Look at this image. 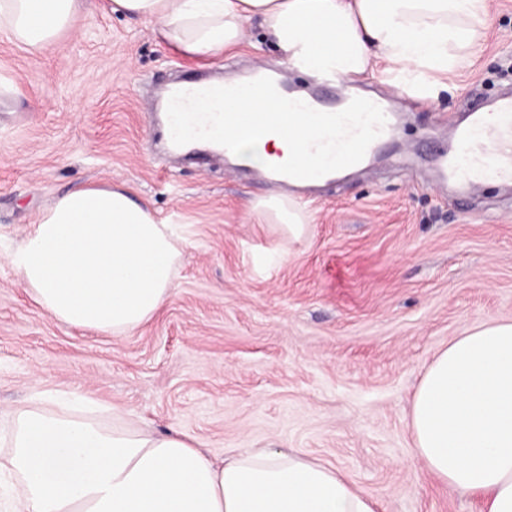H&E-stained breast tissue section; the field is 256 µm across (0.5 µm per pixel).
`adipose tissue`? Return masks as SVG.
I'll list each match as a JSON object with an SVG mask.
<instances>
[{"mask_svg": "<svg viewBox=\"0 0 512 512\" xmlns=\"http://www.w3.org/2000/svg\"><path fill=\"white\" fill-rule=\"evenodd\" d=\"M82 0H0V35L41 49L67 30ZM148 20L183 55H223L259 22L289 60L313 72L375 75L403 93L464 65L489 21L486 0H108ZM305 119L282 134L235 136L240 164L320 170ZM291 242L308 232L299 201L251 202ZM184 240L118 187L79 186L30 226L8 262L56 321L120 336L138 330L175 286ZM414 453L482 512H512V321L485 323L428 364L411 400ZM0 512H374L336 467L299 454L244 448L216 461L200 442L158 433L77 392L39 390L0 425Z\"/></svg>", "mask_w": 512, "mask_h": 512, "instance_id": "ef3b65f1", "label": "adipose tissue"}]
</instances>
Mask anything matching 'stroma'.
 <instances>
[{"label":"stroma","instance_id":"stroma-1","mask_svg":"<svg viewBox=\"0 0 512 512\" xmlns=\"http://www.w3.org/2000/svg\"><path fill=\"white\" fill-rule=\"evenodd\" d=\"M447 89L413 105L382 76L356 79L398 115L392 145L306 194V239L290 246L247 207L278 192L259 169L205 149L170 153L161 91L179 78L312 76L251 25L243 46L202 60L152 25L85 0L70 30L31 51L0 37V413L36 390L88 394L221 458L242 448L335 466L375 512H480L413 454L408 415L425 367L473 327L512 320V183L440 187L470 93L512 60V0ZM81 185L121 187L187 239L161 312L127 336L77 330L33 305L7 260L43 209Z\"/></svg>","mask_w":512,"mask_h":512}]
</instances>
